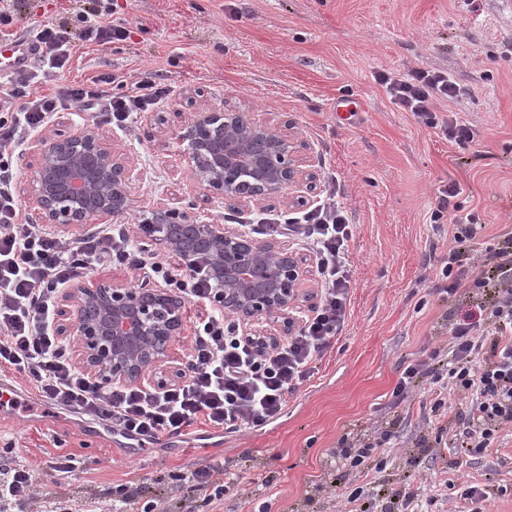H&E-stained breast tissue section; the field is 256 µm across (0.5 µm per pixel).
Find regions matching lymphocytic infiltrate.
<instances>
[{
	"instance_id": "1",
	"label": "lymphocytic infiltrate",
	"mask_w": 512,
	"mask_h": 512,
	"mask_svg": "<svg viewBox=\"0 0 512 512\" xmlns=\"http://www.w3.org/2000/svg\"><path fill=\"white\" fill-rule=\"evenodd\" d=\"M78 34L66 25H46L37 33L35 63L0 83V369L8 368L40 397L64 409L110 426L114 435L137 443L161 435L183 436L196 425L227 434L258 429L276 419L311 365L337 339L347 320L350 269L347 243L352 228L334 197L282 229L299 238L316 262L320 303L286 341L257 352L243 336L238 320L215 304V289L202 271L175 270L156 258H144L125 225L103 224L71 244L61 243L43 225L21 220L13 191V159L24 135L45 129L54 112L68 105L103 111L115 123L157 105L168 93L157 79L134 84L103 78L80 85L42 90L44 81L66 67L73 39L107 44L126 40L123 20L107 12L81 15ZM376 82L391 102L427 127L441 130L459 148L472 146L475 129L456 119H439L435 105L457 98L460 89L447 72L415 70L402 75L381 71ZM456 230L442 259L440 290L479 295L497 284L492 303L437 335L434 345L411 359L396 383L389 409L410 400L417 384L428 387L431 415L427 428L435 441L454 448L453 468L483 459L512 428V229L474 249L476 215L454 218ZM147 266L152 279L177 288L183 298L205 304L208 315L196 328L183 381L141 387L106 386L79 369L66 339L51 329L57 296L65 284L102 264ZM397 435L388 423L373 421L362 439H340L335 450L343 471L329 481L344 503L372 498V475L386 471ZM40 496L31 470L14 464L12 448H0V512Z\"/></svg>"
}]
</instances>
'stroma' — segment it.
<instances>
[{
    "label": "stroma",
    "instance_id": "obj_1",
    "mask_svg": "<svg viewBox=\"0 0 512 512\" xmlns=\"http://www.w3.org/2000/svg\"><path fill=\"white\" fill-rule=\"evenodd\" d=\"M131 23L130 39L76 47L65 72L75 83L117 74L135 83L165 73L168 97L155 108L113 126L105 116L67 108L54 114L43 137L88 126L132 173V201L118 223L172 266L179 257L151 245L141 226L154 210L174 209L240 225L279 223L321 203L334 190L353 226L349 315L338 341L273 423L240 434L161 437L138 448L113 445L90 432L78 414L34 397L0 407V448L36 472L51 496L72 499L77 512H115L113 491L139 486L142 500H165L168 512H210L201 497L173 493L172 471L216 463L238 484L220 512H248L241 491L262 485L272 512H336L318 483L338 472L332 451L343 434L360 433L380 415L403 368L421 355L448 315L463 319L464 296L446 298L436 286L437 260L448 251L454 226H433L440 189L459 183L461 213H475L483 243L512 225V0H113ZM99 0H21L0 38L98 9ZM447 71L461 89L441 103V115L466 122L478 142L459 149L438 130L398 110L376 82L377 72ZM347 97L350 112L337 110ZM222 102L261 121L287 124L309 161L311 186L255 204L227 202L194 180L175 132L192 112ZM207 310L186 303L184 329L153 380H179L194 329ZM429 399L419 392L396 427L410 462L389 466L386 480L445 485L465 476L488 486L492 512H512V429L498 448L456 473L415 447ZM77 468L61 476L60 455Z\"/></svg>",
    "mask_w": 512,
    "mask_h": 512
}]
</instances>
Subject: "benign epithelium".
Here are the masks:
<instances>
[{"label": "benign epithelium", "instance_id": "7a95c632", "mask_svg": "<svg viewBox=\"0 0 512 512\" xmlns=\"http://www.w3.org/2000/svg\"><path fill=\"white\" fill-rule=\"evenodd\" d=\"M177 138L196 182L224 200L257 203L313 178L302 169L287 129L222 102L192 113ZM29 192L39 223L77 232L93 220L128 211L130 171L107 143L82 127L39 142ZM154 223H184L207 243L197 251L166 234L152 239L184 264L206 267L225 314L244 325L277 323L286 335L295 329L293 312L312 273L293 252L171 209L156 210ZM61 300L72 307L68 332L79 342L83 367L106 386L143 382L170 359L183 331L185 302L161 286L90 285L77 279Z\"/></svg>", "mask_w": 512, "mask_h": 512}]
</instances>
